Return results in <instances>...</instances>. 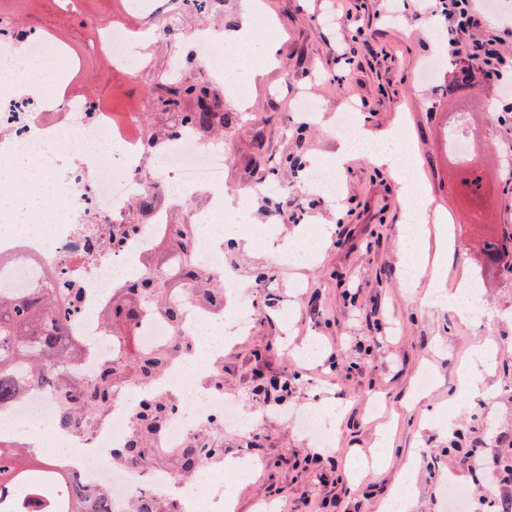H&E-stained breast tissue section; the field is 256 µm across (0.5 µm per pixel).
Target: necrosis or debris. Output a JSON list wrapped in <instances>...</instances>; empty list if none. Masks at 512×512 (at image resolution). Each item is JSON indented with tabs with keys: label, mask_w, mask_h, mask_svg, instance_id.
<instances>
[{
	"label": "necrosis or debris",
	"mask_w": 512,
	"mask_h": 512,
	"mask_svg": "<svg viewBox=\"0 0 512 512\" xmlns=\"http://www.w3.org/2000/svg\"><path fill=\"white\" fill-rule=\"evenodd\" d=\"M196 2L144 0L134 9L147 19L138 28L110 18L101 20L96 26L97 37L113 73L126 76L137 71L154 29L172 24L179 12ZM15 23L13 16L0 13V165L23 154L35 157L46 173L59 179L64 218L47 230L28 234L0 225V258L10 262V271L0 278V286L10 294L27 295L38 279L50 277L77 289L80 313L64 334L68 341L84 347L74 370L90 377L124 345L122 338L111 335L93 319V311L110 303L113 292L153 274L145 259L153 252L157 238L172 229L168 212L162 208L151 212L147 223L128 224L131 203L146 192L161 194L178 205L188 203L202 190L215 200L224 199V165L229 151L220 142L205 141L192 131H184L161 151L169 169L168 181L146 180L149 156L143 148L139 112L115 116L110 107L90 102L73 82L36 87L32 74L17 67V60L56 55L74 72L79 61L65 45L51 42L33 28L16 29ZM188 42L205 76L224 80L237 94H244L250 75L218 32L202 27ZM193 258L202 269L224 279V325L216 326L209 311L198 308L185 295L181 298L184 318L179 329L155 319L134 330L143 349L176 333L197 343L209 333L217 335L214 344L191 366L172 365L155 385L161 393L174 394L177 404L176 413L155 443L163 451L181 448L187 438L201 435L216 418L245 435L257 428L253 417L242 414L234 402L204 383L205 375L221 364L225 345L251 327L254 301L249 293L240 291L232 272L225 268L223 246L210 236L197 237ZM142 393L134 384L117 386L106 419L84 431H64L55 424V396L38 388L30 390L0 411V441L20 438L34 454H47L49 471L66 473L87 490L104 493L111 512H125L129 500L144 492L170 496L177 512H232L235 474L258 466L249 453L232 457L222 467L205 472L202 479L185 483L166 471L144 474L131 467L109 465L112 448L118 447L134 426Z\"/></svg>",
	"instance_id": "1"
}]
</instances>
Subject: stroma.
I'll return each mask as SVG.
<instances>
[{"label": "stroma", "instance_id": "stroma-1", "mask_svg": "<svg viewBox=\"0 0 512 512\" xmlns=\"http://www.w3.org/2000/svg\"><path fill=\"white\" fill-rule=\"evenodd\" d=\"M278 29L276 62L257 67L264 35L237 44L251 69V95L240 109L226 84L214 88L232 121L222 144L232 158L224 168L229 186L263 184L269 168L289 185L288 199L253 195L243 218L251 235L235 225L213 227L215 236L234 242L230 259L240 283L254 300L272 293L289 298L291 280L303 284L291 326L273 309L257 308L250 331L224 350L226 399L254 416L259 426L243 437L224 424L209 426L207 439L222 443L225 456L250 451L258 471L235 488L237 512H257L260 504L284 501L288 512H383L402 469H409L407 512H448L440 488L449 478L469 492L468 512H483L486 500H512V482L503 481L483 496L478 477L459 462V451L477 446L501 453L512 446V274L479 258V242L512 225V124L493 120L512 82V34L501 21L484 20L474 35L500 44L503 84L474 86L463 100L436 99L435 83L419 68L429 55L447 54L448 42L431 29L434 0H396L397 16L388 18L381 0H262ZM249 0H222L219 11L185 14L183 30L158 34L138 76L110 74L103 58L91 51L93 32L104 15L121 14L119 0H84L79 14L57 10L54 0H30L25 17L32 25L70 41L83 59L78 78L102 102L123 110L138 106L144 130L165 124L152 107L153 79L165 73L173 51L183 48L201 23L221 29L242 26L250 18ZM131 25L140 16L121 14ZM361 43L359 54L344 59L342 48ZM323 73L309 82L310 71ZM320 104L318 121L301 125L296 115L299 91ZM355 103L362 127L377 138L399 128L412 146L424 188L448 228V250L439 252L435 233L416 242L421 265L443 264L447 285L470 282L486 316H461L448 306H425L428 280L407 283L400 264L401 240L414 199L404 197L397 176L354 155L337 177L340 202L330 204L295 183L290 169L279 167L288 154L322 162L336 154L339 141L330 130L337 113ZM465 113L478 163L489 179L481 213L470 219L472 205L458 192L461 172L448 157V127ZM325 231L311 263L288 266L280 253L295 244L298 231ZM270 270L265 286L253 283L255 268ZM497 348L496 360L483 366L472 360L475 347ZM433 385L417 392L423 370ZM287 377V390L263 397L270 379ZM383 404L372 414L370 398ZM341 408L330 445L295 428L293 414L305 407ZM379 451L373 468L351 474L350 465Z\"/></svg>", "mask_w": 512, "mask_h": 512}]
</instances>
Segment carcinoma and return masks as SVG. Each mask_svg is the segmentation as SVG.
<instances>
[{
	"instance_id": "1",
	"label": "carcinoma",
	"mask_w": 512,
	"mask_h": 512,
	"mask_svg": "<svg viewBox=\"0 0 512 512\" xmlns=\"http://www.w3.org/2000/svg\"><path fill=\"white\" fill-rule=\"evenodd\" d=\"M187 72L165 75L161 87L170 92L165 99L154 98L153 108L163 114L177 112L175 122L147 135L150 145L157 146L176 140L183 129L201 134L216 124H224V113L215 111L217 94L199 77V64L190 59ZM468 67L461 61H451L448 80L440 86L443 97H459L473 87ZM193 96L195 110L178 111L183 96ZM480 191L471 190L468 177H461L458 191L472 202L479 201L486 190L484 176L478 175ZM196 227L178 224L170 244L183 257L178 271L172 275L157 273L137 283L126 292L128 301L112 307V317L125 322L132 329L145 316H153L170 324L182 318V309L169 296L195 290L197 300L210 308H224V291L219 279L204 273L191 258ZM486 260L502 264L512 273V226L504 225L494 238L484 242ZM64 289L47 283L38 289L37 296L25 299L0 292V408L21 395L24 386H40L52 392L57 399V423L61 427L80 426L88 429L106 411L112 401V388L122 374L132 376L135 384L152 386L168 366L178 359V347L164 343L152 349H123L117 358L103 363L95 376L84 379L70 374L67 365L74 358L76 345L63 341L62 332L71 316V308L64 302ZM176 404L168 396L146 393L138 406L133 433L123 446L112 449V456L138 462L145 456L146 439L160 436ZM29 449L0 446V492L14 491L21 484L30 487L29 478L46 480L40 462H30ZM224 448L203 437L188 438L179 449L180 466L190 471L201 461L220 457ZM57 489H65L66 506L71 512H82L84 491L76 479L53 480ZM135 512H161L157 497L147 494L135 496Z\"/></svg>"
}]
</instances>
